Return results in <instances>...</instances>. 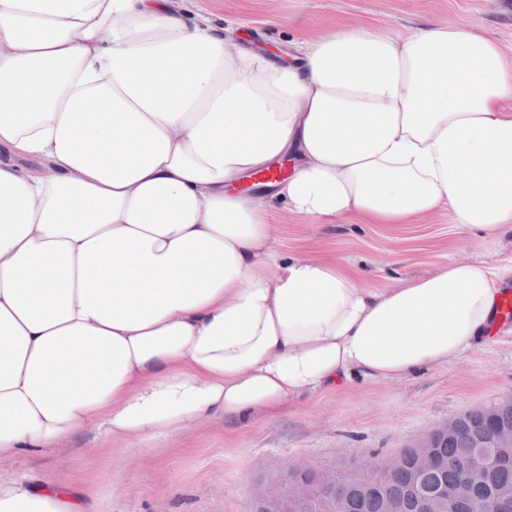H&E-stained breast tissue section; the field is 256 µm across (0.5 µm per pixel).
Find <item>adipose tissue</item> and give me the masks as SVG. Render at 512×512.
Instances as JSON below:
<instances>
[{
    "instance_id": "ef3b65f1",
    "label": "adipose tissue",
    "mask_w": 512,
    "mask_h": 512,
    "mask_svg": "<svg viewBox=\"0 0 512 512\" xmlns=\"http://www.w3.org/2000/svg\"><path fill=\"white\" fill-rule=\"evenodd\" d=\"M511 99L477 25L354 24L277 60L190 0H0V460L245 426L472 348L497 268L445 258L369 290L278 252L268 208L512 231ZM282 157L286 181L235 192ZM0 512L98 504L0 474Z\"/></svg>"
}]
</instances>
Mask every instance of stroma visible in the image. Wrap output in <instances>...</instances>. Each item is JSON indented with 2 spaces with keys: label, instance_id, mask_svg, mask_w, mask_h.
I'll return each mask as SVG.
<instances>
[{
  "label": "stroma",
  "instance_id": "stroma-1",
  "mask_svg": "<svg viewBox=\"0 0 512 512\" xmlns=\"http://www.w3.org/2000/svg\"><path fill=\"white\" fill-rule=\"evenodd\" d=\"M192 7L223 21L225 34L250 33L253 46L276 56L344 25L403 33L429 21L479 24L512 56V0H193ZM273 15L281 26L268 25ZM272 222L278 251L349 264L373 290L428 274L444 256L501 268L512 263L511 232L482 236L447 217L312 224L277 208ZM511 392L512 332L506 330L448 364L401 380L354 375L245 427L217 419L128 448L106 447L89 432L77 441L82 456L37 465L22 456L0 462V472L78 485L101 512H249L259 480L327 459L395 454L461 412Z\"/></svg>",
  "mask_w": 512,
  "mask_h": 512
}]
</instances>
